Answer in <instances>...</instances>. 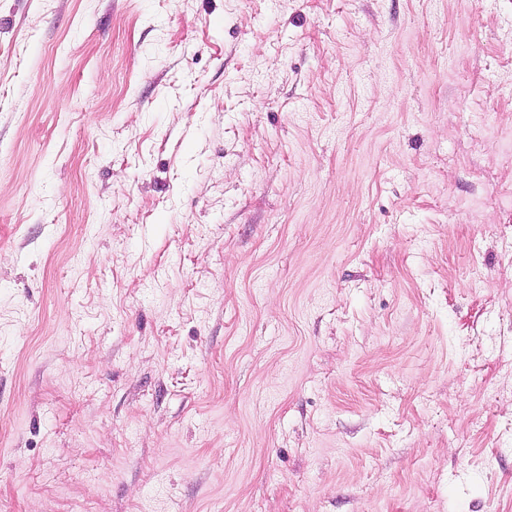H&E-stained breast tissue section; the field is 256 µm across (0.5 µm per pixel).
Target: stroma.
I'll return each mask as SVG.
<instances>
[{
    "label": "stroma",
    "mask_w": 512,
    "mask_h": 512,
    "mask_svg": "<svg viewBox=\"0 0 512 512\" xmlns=\"http://www.w3.org/2000/svg\"><path fill=\"white\" fill-rule=\"evenodd\" d=\"M0 512H512V0H0Z\"/></svg>",
    "instance_id": "stroma-1"
}]
</instances>
